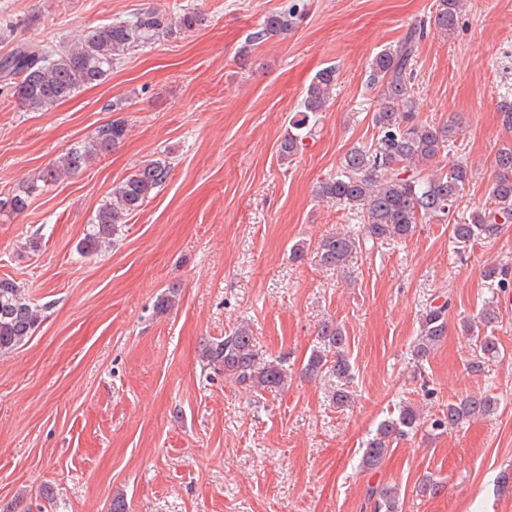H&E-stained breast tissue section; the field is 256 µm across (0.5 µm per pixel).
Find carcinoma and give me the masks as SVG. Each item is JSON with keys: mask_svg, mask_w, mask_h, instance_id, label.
I'll return each instance as SVG.
<instances>
[{"mask_svg": "<svg viewBox=\"0 0 512 512\" xmlns=\"http://www.w3.org/2000/svg\"><path fill=\"white\" fill-rule=\"evenodd\" d=\"M461 0H436L434 24L448 36L455 32ZM205 16L194 8H184L177 21L155 10L146 9L132 18L101 25L90 30L83 41L69 49L25 45L0 59V81L9 86L18 103L28 112H46L71 98L84 87L101 84L129 50L161 36L189 33L204 25ZM295 25V13H275L250 33L248 43L286 34ZM424 30L410 28L395 44L379 51L371 60L367 81L378 90L383 106L372 115L375 141L353 147L339 162L336 175L319 185L318 195L337 204L356 208L362 218V233H330L317 243L320 264L334 271L345 268L368 242L405 240L422 222L448 217L470 182L472 171L458 161L444 172L439 159L448 143L458 134L453 123L441 126L421 123L414 110V61ZM336 95V67L318 70L306 88L301 110L288 120V132L279 144L281 161L294 159L311 135L310 119L326 111ZM126 134L125 122L112 121L95 130L78 146L60 155L52 167L0 199V209L20 213L42 186L80 171L98 156L116 148ZM498 176L489 188V203L468 224L452 227L461 242L495 237L504 224L512 223V146L502 148L495 160ZM169 155L141 162L112 188V201L98 209L80 241L85 255L99 253L102 244L115 242L126 217L139 212L152 194L168 178ZM451 301L431 305L420 316L419 335L414 348L417 360L426 359L445 337ZM40 311L23 297L20 286L11 279H0V355L23 345L36 332ZM319 347L309 357L305 373L315 376L325 369L336 377H350L351 365L345 347L346 336L336 322L326 320L318 331ZM202 359L209 368L224 372L253 390L285 386L287 373L281 360L256 364L254 336L247 325H240L221 340L205 343ZM496 410L489 397L468 396L448 404L441 415L423 420L412 405L399 407L396 416L381 421L365 442L362 465L376 469L382 465L393 444L428 426L442 430L476 416H489ZM374 512H397L398 492L393 486L367 490Z\"/></svg>", "mask_w": 512, "mask_h": 512, "instance_id": "obj_1", "label": "carcinoma"}]
</instances>
